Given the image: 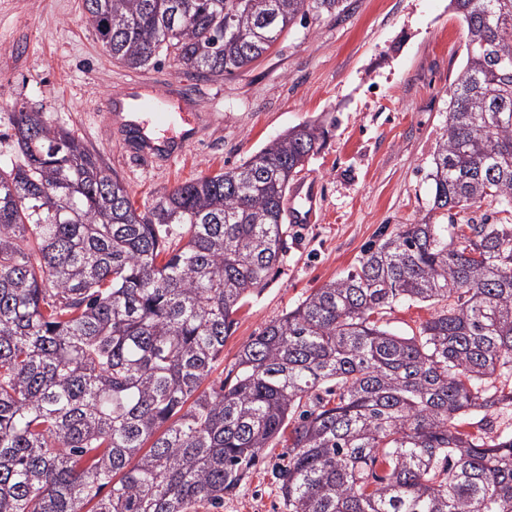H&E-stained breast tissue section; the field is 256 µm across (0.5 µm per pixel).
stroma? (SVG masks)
I'll list each match as a JSON object with an SVG mask.
<instances>
[{"label": "stroma", "mask_w": 512, "mask_h": 512, "mask_svg": "<svg viewBox=\"0 0 512 512\" xmlns=\"http://www.w3.org/2000/svg\"><path fill=\"white\" fill-rule=\"evenodd\" d=\"M466 31L449 0H346L340 15L296 19L259 60L216 81L173 58L147 69L103 50L82 0H0V167L17 162L14 110L46 112L127 185L145 209L177 186L239 165L285 130L324 117L325 144L294 177L317 193L316 223L289 226L275 280L235 316L224 367L266 323L344 276L365 250L432 209L433 154ZM177 87L166 111L188 115L181 156L141 151L123 99ZM274 448L221 505L197 512H283Z\"/></svg>", "instance_id": "stroma-1"}]
</instances>
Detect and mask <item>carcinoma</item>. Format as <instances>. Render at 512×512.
I'll return each instance as SVG.
<instances>
[{"mask_svg": "<svg viewBox=\"0 0 512 512\" xmlns=\"http://www.w3.org/2000/svg\"><path fill=\"white\" fill-rule=\"evenodd\" d=\"M343 0H84L130 69L218 80ZM467 30L432 210L267 323L201 389L285 249L288 186L324 121L139 212L67 129L20 108L0 170V512H196L287 443L286 512H512V0H449ZM440 306L417 332L396 303ZM497 211V205L495 202L491 203L489 201H484L480 208H471L470 210L460 211L459 209H455L452 211L454 224H465L467 220L471 217L479 219L483 214L488 215L490 217L491 223H498L499 218L504 217V214H495ZM434 310L433 306L420 304L409 307L398 305L391 310H386L381 323L386 324L390 330L399 335L410 336L412 331H417L421 323L433 316Z\"/></svg>", "mask_w": 512, "mask_h": 512, "instance_id": "1", "label": "carcinoma"}]
</instances>
